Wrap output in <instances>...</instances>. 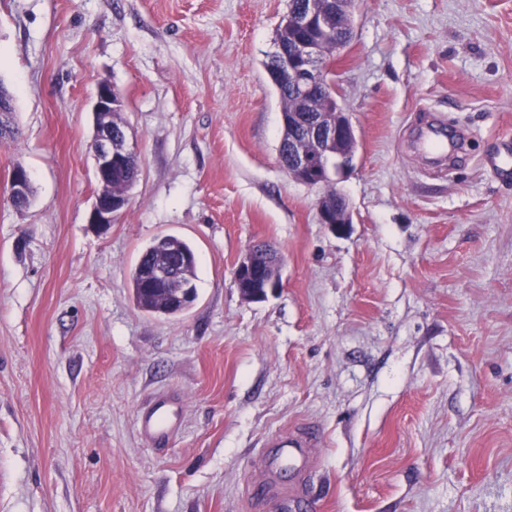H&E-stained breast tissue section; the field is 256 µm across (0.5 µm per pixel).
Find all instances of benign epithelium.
Here are the masks:
<instances>
[{"label":"benign epithelium","instance_id":"obj_1","mask_svg":"<svg viewBox=\"0 0 512 512\" xmlns=\"http://www.w3.org/2000/svg\"><path fill=\"white\" fill-rule=\"evenodd\" d=\"M360 0H336V13L318 11L316 0H303L299 10L287 18L286 23L296 29L317 28L333 39L336 50H342L349 42V26L346 16L357 13ZM325 50L315 39L295 38L288 43H277L268 63L270 82L277 83L288 76V83L301 97L313 99L323 86L320 60ZM123 99L110 83L98 87L94 104V135L92 141L93 176L97 183L89 223L101 231L108 230L128 205V198L112 201V169L124 167L137 157L129 146L126 132L112 129V113L120 112ZM14 111L13 98L0 86V132L11 131L10 115ZM281 126L288 127V140H280L278 156L282 170L293 180L310 188H320L332 176H344L353 166L358 150L349 113L321 110L306 121L295 120L292 112H281ZM10 200L13 204L24 203L31 191L28 171L15 166L9 176ZM320 223L334 235H345L352 224L351 211L341 192L324 193L317 199ZM267 250L273 259L265 264L258 259L259 251ZM252 250L237 263L233 272V284L248 301H261L280 287L283 260L268 249ZM146 284L161 288L181 298L190 297V288L175 266L158 263L145 271Z\"/></svg>","mask_w":512,"mask_h":512}]
</instances>
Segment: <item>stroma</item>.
<instances>
[{"instance_id":"1","label":"stroma","mask_w":512,"mask_h":512,"mask_svg":"<svg viewBox=\"0 0 512 512\" xmlns=\"http://www.w3.org/2000/svg\"><path fill=\"white\" fill-rule=\"evenodd\" d=\"M288 0H0V512H280L249 496L264 443L328 441L313 512H512V0H362L335 65L359 147L346 236L289 179L266 63ZM122 94L138 182L88 222L98 86ZM469 147L428 169L429 115ZM31 205L8 197L15 165ZM197 255V299L142 311L154 239ZM269 242L282 285L233 270ZM185 395L164 452L153 396ZM158 261L157 254L152 249V243L146 247L131 271L130 281L133 289V294L138 307L155 316L159 317H172L181 314L178 307H173L172 302L165 298H155L152 300H145L143 295L142 273L145 267L150 263ZM259 250L268 251L273 259L263 264L258 259ZM283 260L277 252L266 246H260L247 252L237 263L233 272V284L248 301L264 300L268 293L280 287L282 282ZM257 281H262L263 288H255Z\"/></svg>"}]
</instances>
